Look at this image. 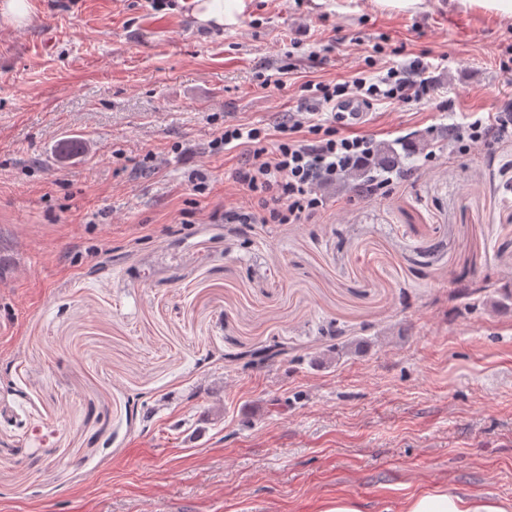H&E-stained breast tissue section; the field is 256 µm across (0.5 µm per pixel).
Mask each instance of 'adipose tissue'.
<instances>
[{"instance_id":"adipose-tissue-1","label":"adipose tissue","mask_w":512,"mask_h":512,"mask_svg":"<svg viewBox=\"0 0 512 512\" xmlns=\"http://www.w3.org/2000/svg\"><path fill=\"white\" fill-rule=\"evenodd\" d=\"M402 512H512V501L430 488L407 496Z\"/></svg>"}]
</instances>
